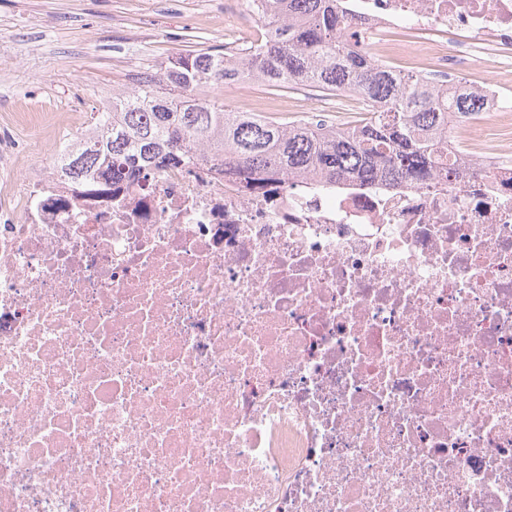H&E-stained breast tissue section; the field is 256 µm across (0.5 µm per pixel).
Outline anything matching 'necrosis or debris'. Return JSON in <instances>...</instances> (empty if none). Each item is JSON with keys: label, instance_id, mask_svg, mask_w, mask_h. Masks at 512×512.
Returning a JSON list of instances; mask_svg holds the SVG:
<instances>
[{"label": "necrosis or debris", "instance_id": "necrosis-or-debris-1", "mask_svg": "<svg viewBox=\"0 0 512 512\" xmlns=\"http://www.w3.org/2000/svg\"><path fill=\"white\" fill-rule=\"evenodd\" d=\"M475 94L460 181L196 161L0 186V512H512V0H338ZM226 0L224 51L259 17Z\"/></svg>", "mask_w": 512, "mask_h": 512}]
</instances>
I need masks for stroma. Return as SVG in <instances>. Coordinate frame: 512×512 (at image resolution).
Here are the masks:
<instances>
[{
  "instance_id": "stroma-1",
  "label": "stroma",
  "mask_w": 512,
  "mask_h": 512,
  "mask_svg": "<svg viewBox=\"0 0 512 512\" xmlns=\"http://www.w3.org/2000/svg\"><path fill=\"white\" fill-rule=\"evenodd\" d=\"M223 6L209 0L214 19L202 23L185 0H0V153L36 144L58 157L138 73L223 51ZM36 102L48 111L35 135L18 116Z\"/></svg>"
}]
</instances>
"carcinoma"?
<instances>
[{"mask_svg":"<svg viewBox=\"0 0 512 512\" xmlns=\"http://www.w3.org/2000/svg\"><path fill=\"white\" fill-rule=\"evenodd\" d=\"M267 41L235 59L195 53L172 59L159 77L122 95L121 111L98 112L86 136L67 145L60 167L77 185L189 164L207 157L249 189L257 181L313 173L334 184L417 183L441 172L453 125L479 109L473 94L446 98L430 83L375 64L341 31L352 20L336 0H262ZM250 76L272 91L308 86L357 92L382 104L357 126L282 123L257 112L227 110L196 92Z\"/></svg>","mask_w":512,"mask_h":512,"instance_id":"carcinoma-1","label":"carcinoma"}]
</instances>
